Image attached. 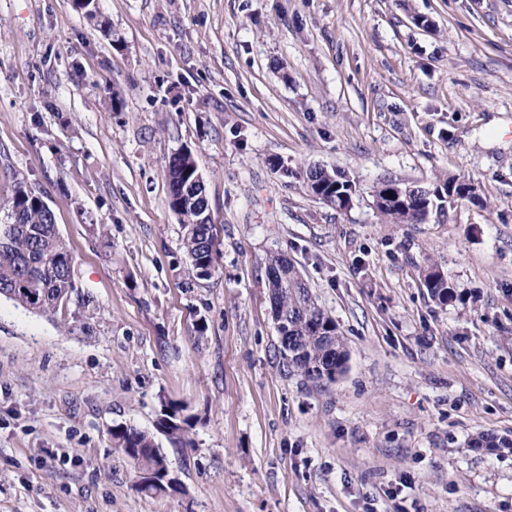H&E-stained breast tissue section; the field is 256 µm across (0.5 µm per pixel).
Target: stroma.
Wrapping results in <instances>:
<instances>
[{
  "label": "stroma",
  "instance_id": "stroma-1",
  "mask_svg": "<svg viewBox=\"0 0 512 512\" xmlns=\"http://www.w3.org/2000/svg\"><path fill=\"white\" fill-rule=\"evenodd\" d=\"M0 0V200L52 209L76 288L0 300V512H512V0ZM497 121V141L485 128ZM195 153L220 247L187 272L166 161ZM354 176L351 208L302 172ZM479 201L382 223L371 188ZM288 255L350 352L288 373L265 261ZM434 265L459 299L423 285ZM184 407L177 490L112 441Z\"/></svg>",
  "mask_w": 512,
  "mask_h": 512
}]
</instances>
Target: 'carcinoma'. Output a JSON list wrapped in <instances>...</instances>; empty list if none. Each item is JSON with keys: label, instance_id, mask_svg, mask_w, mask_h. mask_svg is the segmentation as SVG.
<instances>
[{"label": "carcinoma", "instance_id": "cac0c4a2", "mask_svg": "<svg viewBox=\"0 0 512 512\" xmlns=\"http://www.w3.org/2000/svg\"><path fill=\"white\" fill-rule=\"evenodd\" d=\"M201 170L188 149L172 153L166 163L168 202L179 216L184 234L182 248L187 256L188 273L198 279L211 276L218 254V233L211 224L205 182ZM314 196L333 197L339 209H347L360 192L359 182L336 168L311 167L303 173ZM456 177L437 180L432 186H411L387 179L376 184L372 197L380 218L389 224H418L426 211H442L454 203ZM0 296L31 313L50 312L71 301L82 308L91 297L76 288L72 276V254L59 235L53 211L43 198L18 187L0 204ZM266 276L279 335L280 350L286 367L314 382H334L347 368L349 351L336 321L313 298L294 262L282 252L266 259ZM424 286L430 296L442 304L456 299L453 286L437 269L424 274ZM184 408L164 404L156 430L178 448L190 445L186 439L189 418ZM116 447L125 448L141 472L168 468L165 454L153 434L132 426L112 429ZM499 448L512 451V438L482 435L471 441L473 448Z\"/></svg>", "mask_w": 512, "mask_h": 512}]
</instances>
